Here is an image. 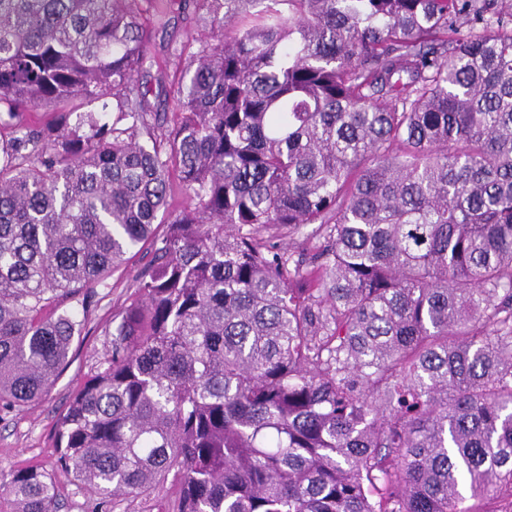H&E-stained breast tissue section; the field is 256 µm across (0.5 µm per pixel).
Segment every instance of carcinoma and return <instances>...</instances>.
Returning a JSON list of instances; mask_svg holds the SVG:
<instances>
[{"instance_id": "carcinoma-1", "label": "carcinoma", "mask_w": 512, "mask_h": 512, "mask_svg": "<svg viewBox=\"0 0 512 512\" xmlns=\"http://www.w3.org/2000/svg\"><path fill=\"white\" fill-rule=\"evenodd\" d=\"M146 244L56 432L90 495L512 512V0H0V413ZM3 496L56 512L38 468ZM165 20L167 17L162 22L150 19L153 28L152 49L159 56H162L168 43L180 42L186 40L187 36L196 35L201 26L200 18L193 7L181 13L178 18L175 14V18H171L169 25L163 27L161 23Z\"/></svg>"}]
</instances>
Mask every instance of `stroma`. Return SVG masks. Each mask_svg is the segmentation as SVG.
<instances>
[{
  "label": "stroma",
  "instance_id": "35a3bbf8",
  "mask_svg": "<svg viewBox=\"0 0 512 512\" xmlns=\"http://www.w3.org/2000/svg\"><path fill=\"white\" fill-rule=\"evenodd\" d=\"M200 26L198 14L191 9L172 18L169 25L153 22V51L163 54L168 43L185 40ZM149 259L145 250L129 255L100 289V300L72 345L71 363L49 393L35 405L0 416V484L8 482L15 470L36 466L48 472L57 487L58 512H176L180 483L174 474H166L151 494L101 503L55 465L57 422L84 380L103 369L111 347L112 316L133 295L135 277Z\"/></svg>",
  "mask_w": 512,
  "mask_h": 512
}]
</instances>
